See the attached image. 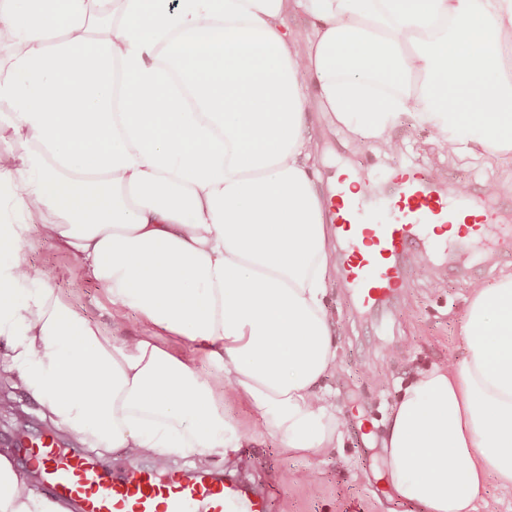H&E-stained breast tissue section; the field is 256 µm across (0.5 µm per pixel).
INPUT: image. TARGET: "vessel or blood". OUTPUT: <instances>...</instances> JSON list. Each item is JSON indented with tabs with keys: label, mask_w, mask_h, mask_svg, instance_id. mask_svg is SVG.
Wrapping results in <instances>:
<instances>
[{
	"label": "vessel or blood",
	"mask_w": 512,
	"mask_h": 512,
	"mask_svg": "<svg viewBox=\"0 0 512 512\" xmlns=\"http://www.w3.org/2000/svg\"><path fill=\"white\" fill-rule=\"evenodd\" d=\"M394 191L351 190L340 180L326 198V218L344 245L340 272L358 310L396 301L409 286L405 258L424 240L482 251L499 224L496 212L467 190L448 198L421 164L391 166ZM33 461L40 489L74 512H268L269 498L234 478L150 466L108 471L84 454L66 453L42 433L19 441Z\"/></svg>",
	"instance_id": "1"
}]
</instances>
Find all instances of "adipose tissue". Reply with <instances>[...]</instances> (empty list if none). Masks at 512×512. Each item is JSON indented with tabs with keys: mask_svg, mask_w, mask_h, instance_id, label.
Listing matches in <instances>:
<instances>
[{
	"mask_svg": "<svg viewBox=\"0 0 512 512\" xmlns=\"http://www.w3.org/2000/svg\"><path fill=\"white\" fill-rule=\"evenodd\" d=\"M309 20L305 45L285 16ZM0 376L98 455L237 465L208 377L73 311L24 250L53 239L114 307L216 362L288 454L341 445L330 248L311 110L377 144L403 115L451 154L512 163V0H0ZM461 360L419 370L388 481L424 512L512 488V271L474 285ZM0 512H67L0 453Z\"/></svg>",
	"mask_w": 512,
	"mask_h": 512,
	"instance_id": "adipose-tissue-1",
	"label": "adipose tissue"
}]
</instances>
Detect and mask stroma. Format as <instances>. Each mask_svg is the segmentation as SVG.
Here are the masks:
<instances>
[{
	"label": "stroma",
	"instance_id": "1",
	"mask_svg": "<svg viewBox=\"0 0 512 512\" xmlns=\"http://www.w3.org/2000/svg\"><path fill=\"white\" fill-rule=\"evenodd\" d=\"M308 132L319 144L320 192L331 188L338 170L349 169L383 195L389 191L383 177L386 169L420 161L448 192L460 186L484 191L487 202L500 213L496 249L477 258L464 250L409 256L411 287L391 312L374 317L355 312L338 274L342 247L332 242L326 302L334 322L337 366L323 385L344 422L341 447L309 458L288 455L242 398L224 399L227 419L245 427L253 441L235 473L269 491L271 512H407V504L396 498L384 475L382 439L399 389L415 369L462 356L465 343L457 326L472 284L492 282L500 272L512 270V165L441 153L429 131L407 116L389 131V149L346 132L319 112L312 114ZM24 255L67 305L107 335L118 340L151 337L202 374H214L208 357L186 338L145 324L133 314L115 316L105 285L85 278L55 242L39 241ZM43 413L25 389L0 381V448L11 447L17 427L31 433L47 431Z\"/></svg>",
	"mask_w": 512,
	"mask_h": 512
}]
</instances>
